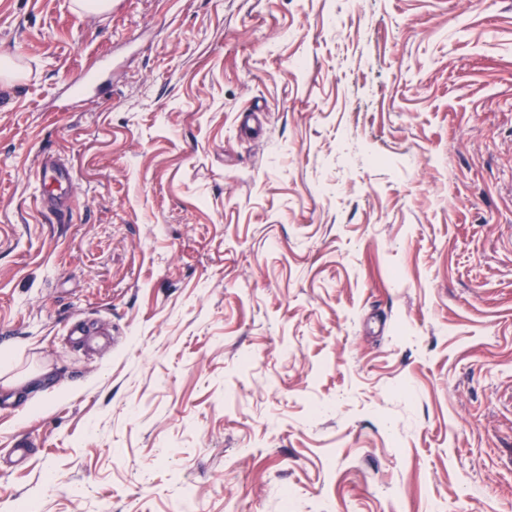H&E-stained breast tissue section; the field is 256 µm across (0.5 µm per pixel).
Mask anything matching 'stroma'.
I'll list each match as a JSON object with an SVG mask.
<instances>
[{"mask_svg": "<svg viewBox=\"0 0 512 512\" xmlns=\"http://www.w3.org/2000/svg\"><path fill=\"white\" fill-rule=\"evenodd\" d=\"M1 57L0 512H512V0H0ZM38 173L40 177L38 188L42 190L40 197L47 211L57 216L67 215L72 209L73 201L55 194V189L50 187L61 179L69 180L70 174L62 172L48 154L42 155L38 164Z\"/></svg>", "mask_w": 512, "mask_h": 512, "instance_id": "35a3bbf8", "label": "stroma"}]
</instances>
